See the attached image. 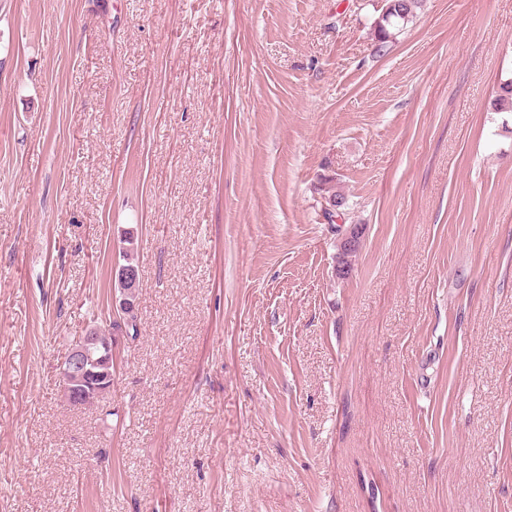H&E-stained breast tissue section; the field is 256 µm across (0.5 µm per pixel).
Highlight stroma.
Instances as JSON below:
<instances>
[{"label":"stroma","instance_id":"obj_1","mask_svg":"<svg viewBox=\"0 0 512 512\" xmlns=\"http://www.w3.org/2000/svg\"><path fill=\"white\" fill-rule=\"evenodd\" d=\"M383 4L0 0V512H512V0ZM419 0H386L385 9L381 16L378 27V45L377 50L382 51L386 48L389 33L387 25L402 24L404 26L412 21L416 9L419 7ZM138 295H139V293H138ZM138 295L136 298H134L132 300V302H135L134 306L130 305L127 308H125V307L127 306L128 299L125 296L118 300V306H116V307H117V310L119 307L120 311L123 308H125L123 315L120 316L119 320H115V321L112 320V322H110L108 324V326L98 328V330H99L98 336H100V339L102 341H105L107 336H112V335L116 336V335H119L118 333H121V334L125 333L124 336L127 338H130L131 340L136 339V337L139 335V324H138V320H137V315L135 316V314H134V310L136 309V306H137ZM95 332V328L88 329L85 336H81L75 345L61 358L58 366V376L62 385H65V383L69 382L71 376L79 375L85 379L84 383L86 388L104 394L112 388L113 366L112 371L99 370L100 363H97L90 357V354L82 343L86 338L95 337Z\"/></svg>","mask_w":512,"mask_h":512}]
</instances>
